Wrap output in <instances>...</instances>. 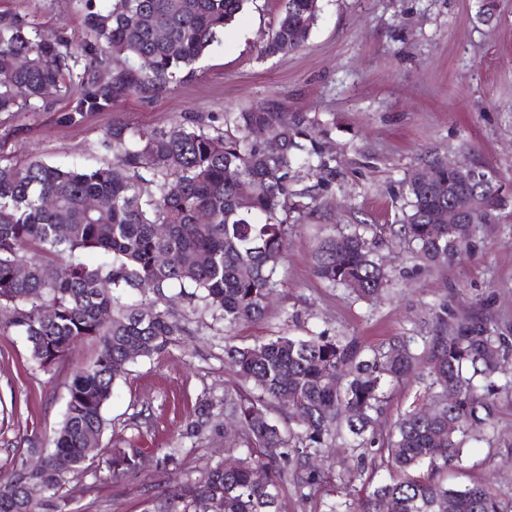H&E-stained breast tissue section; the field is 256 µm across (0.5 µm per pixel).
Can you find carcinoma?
<instances>
[{
	"label": "carcinoma",
	"mask_w": 512,
	"mask_h": 512,
	"mask_svg": "<svg viewBox=\"0 0 512 512\" xmlns=\"http://www.w3.org/2000/svg\"><path fill=\"white\" fill-rule=\"evenodd\" d=\"M248 0H84L92 40L72 45L45 39L26 17L0 13V112H28L74 78L73 105L57 121L70 125L109 109L130 93L153 96L175 83L224 33ZM321 12L320 0H284L263 54L301 48ZM83 70L74 73L78 63ZM303 115L288 116L265 102L224 116L226 130L211 134L198 122L133 128L114 122L104 142L113 162L84 169L34 156L24 164L0 163V334L24 336L43 371L66 358L84 340L98 344L96 356L73 374L56 436L34 441L37 471L17 460L0 481V512H40L37 487L55 512H66L65 488L86 456L89 442L106 428L104 409L117 381L139 357L163 352L180 331L160 306L171 288L190 302L219 312L224 324L258 321L278 285L292 213L309 205L296 200L294 168L305 165L316 185L332 169L308 132ZM266 130L279 143L269 152L252 137ZM442 188L406 178L409 210L396 235L416 246V258L432 264L459 252L475 224H438L434 216L456 202L448 192V163L430 161ZM497 181L477 171L470 193L485 197ZM250 204H240V185ZM149 185L148 193L142 192ZM53 205H45L46 199ZM205 213L210 221L197 223ZM324 237L314 253L316 274L356 298L374 301L387 273L372 242L357 231ZM98 252L89 265L83 256ZM26 273L17 275L19 267ZM505 340L487 322L469 317L440 323L424 364L430 416L414 408L381 434L385 389L415 375L418 357L396 338L372 349L337 336H278L249 345H224V361L246 384L224 397V412L238 424L246 455L211 468L187 482L151 512H279L281 486L293 470L299 493L313 491L325 474L316 464L322 449L345 440L357 472L370 464L366 449L378 446L388 476H370L356 496L329 512H512V493L482 482L453 485L436 475L462 462L471 442L485 440L499 385ZM336 379L329 385L328 378ZM452 390L456 400L440 403ZM278 406L288 435L268 415ZM139 452L117 450L106 459L112 476L138 467ZM263 471L260 482L256 472Z\"/></svg>",
	"instance_id": "carcinoma-1"
}]
</instances>
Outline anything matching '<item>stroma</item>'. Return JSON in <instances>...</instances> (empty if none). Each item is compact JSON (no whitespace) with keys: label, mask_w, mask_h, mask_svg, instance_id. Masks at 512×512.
I'll return each mask as SVG.
<instances>
[{"label":"stroma","mask_w":512,"mask_h":512,"mask_svg":"<svg viewBox=\"0 0 512 512\" xmlns=\"http://www.w3.org/2000/svg\"><path fill=\"white\" fill-rule=\"evenodd\" d=\"M495 2V17L486 23L483 0H321L305 46L265 56L261 49L283 2L250 0L195 73L157 96L120 98L109 111L69 126L54 119L72 106L66 94L33 112H0V161L38 156L94 168L113 158L103 145L112 122L166 127L200 116L213 133L224 130L226 113L271 102L313 121L335 169L310 214L289 231L279 284L262 320L229 327L216 312L169 301L182 335L163 353L131 363L105 407L102 446L140 449V468L115 478L95 460L70 479L68 512H149L178 485L241 456L238 431L224 421V394L240 384L224 362L225 341L325 334L381 348L404 336L420 350L437 319L452 324L479 313L512 346V205L482 224L461 255L433 266L390 236L407 208L404 180L424 157L482 165L512 180V0ZM0 12L25 16L52 38H86L81 0H0ZM355 230L374 242L388 273L374 302L329 287L314 271L319 240ZM94 353L92 343H82L45 373L23 336L0 335L1 475L9 474L24 439L54 437L72 370ZM386 398L383 432L426 403V383H399ZM202 400L212 409L201 417ZM197 420L204 429L199 439L186 432ZM464 457L442 473L443 481L478 479L512 489V386L496 397L486 441L470 444ZM351 464L350 449L336 447L324 463L329 483L307 497L285 484L280 512H325L340 488L360 489L363 479Z\"/></svg>","instance_id":"35a3bbf8"}]
</instances>
